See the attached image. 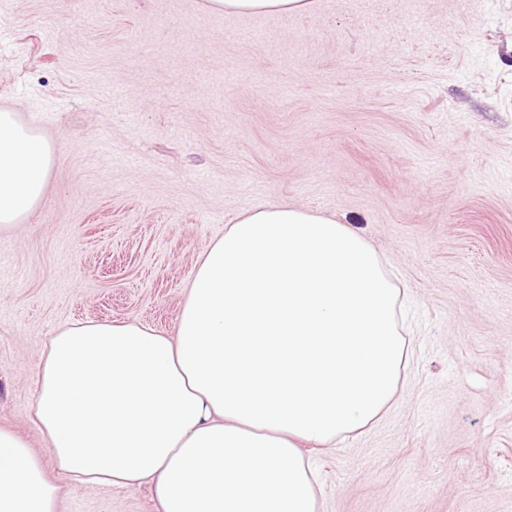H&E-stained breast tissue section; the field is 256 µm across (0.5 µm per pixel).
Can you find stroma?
<instances>
[{
    "label": "stroma",
    "instance_id": "obj_1",
    "mask_svg": "<svg viewBox=\"0 0 512 512\" xmlns=\"http://www.w3.org/2000/svg\"><path fill=\"white\" fill-rule=\"evenodd\" d=\"M0 0V110L48 138L38 208L0 233V427L63 512H159L149 483L59 472L34 420L56 330L166 336L228 224L287 204L362 235L400 289L402 384L303 446L321 512H512V0ZM207 8L217 14L301 13L309 9L310 0H207Z\"/></svg>",
    "mask_w": 512,
    "mask_h": 512
}]
</instances>
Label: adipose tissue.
I'll return each mask as SVG.
<instances>
[{"mask_svg":"<svg viewBox=\"0 0 512 512\" xmlns=\"http://www.w3.org/2000/svg\"><path fill=\"white\" fill-rule=\"evenodd\" d=\"M217 14L301 13L311 0H206ZM50 141L0 111V232L40 204ZM400 296L347 225L260 207L204 254L175 337L78 321L51 337L35 421L57 468L151 483L160 512H318L299 442L374 421L396 394ZM59 485L0 427V512H61Z\"/></svg>","mask_w":512,"mask_h":512,"instance_id":"adipose-tissue-1","label":"adipose tissue"}]
</instances>
